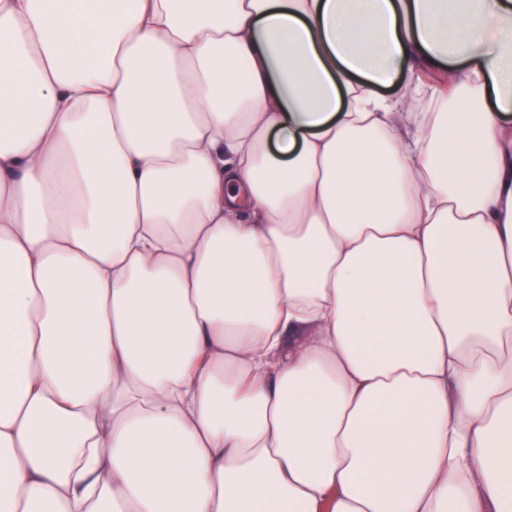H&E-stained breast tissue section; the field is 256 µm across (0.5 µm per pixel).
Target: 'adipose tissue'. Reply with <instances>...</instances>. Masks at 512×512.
Wrapping results in <instances>:
<instances>
[{"mask_svg": "<svg viewBox=\"0 0 512 512\" xmlns=\"http://www.w3.org/2000/svg\"><path fill=\"white\" fill-rule=\"evenodd\" d=\"M0 512H512V0H0Z\"/></svg>", "mask_w": 512, "mask_h": 512, "instance_id": "ef3b65f1", "label": "adipose tissue"}]
</instances>
